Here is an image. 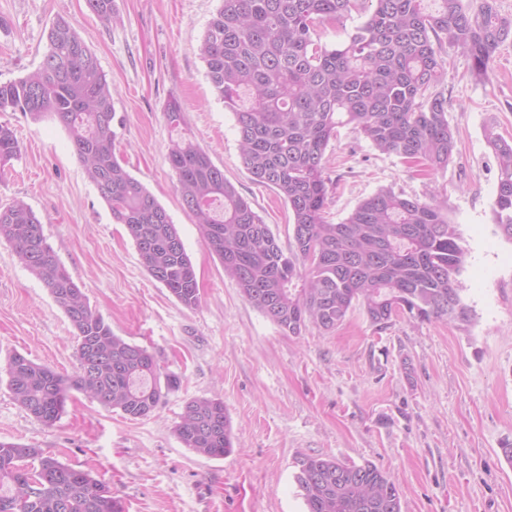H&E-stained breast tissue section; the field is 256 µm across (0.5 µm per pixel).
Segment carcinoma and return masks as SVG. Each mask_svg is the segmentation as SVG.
<instances>
[{"label": "carcinoma", "mask_w": 512, "mask_h": 512, "mask_svg": "<svg viewBox=\"0 0 512 512\" xmlns=\"http://www.w3.org/2000/svg\"><path fill=\"white\" fill-rule=\"evenodd\" d=\"M104 25L119 21L114 0H86ZM373 11L350 40L328 49L317 28L339 21L355 0H220L200 54L239 131L240 156L253 179L276 189L293 215L283 249L269 225L224 177L209 153L188 141L171 145L175 190L199 233L242 295L282 329L311 323L336 329L354 305L384 328L406 314L420 321L467 323L459 276L467 251L445 210L382 188L338 224L324 213L325 154L337 128L350 125L383 153L431 170L448 167L456 149L447 99L434 88L445 75L443 44L461 50L477 77L488 74L512 19L496 0H372ZM0 112L36 120L50 113L68 131L89 180L126 227L140 263L183 306H198L195 268L165 208L116 154L112 88L95 54L57 18L40 67L0 83ZM485 138L496 159L494 223L512 241V140ZM13 130L0 125V171L18 158ZM14 248L75 330L79 362L69 378L20 353L9 357L13 399L45 426L64 412L70 389L130 419L159 405L180 379L161 373L146 348L112 332L52 248L42 222L23 201L0 208V241ZM175 433L207 458L233 452L220 398L188 401ZM306 512H402L397 485L374 463L319 455L296 459ZM0 512H122L110 487L29 444L0 441Z\"/></svg>", "instance_id": "cac0c4a2"}]
</instances>
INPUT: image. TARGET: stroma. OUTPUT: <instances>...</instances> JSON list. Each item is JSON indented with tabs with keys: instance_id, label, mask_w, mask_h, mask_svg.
<instances>
[{
	"instance_id": "35a3bbf8",
	"label": "stroma",
	"mask_w": 512,
	"mask_h": 512,
	"mask_svg": "<svg viewBox=\"0 0 512 512\" xmlns=\"http://www.w3.org/2000/svg\"><path fill=\"white\" fill-rule=\"evenodd\" d=\"M219 0H117L119 22L103 28L85 0H0V82L36 70L52 22L64 17L95 53L112 86L116 152L166 209L195 267L200 303L188 309L142 267L124 225L51 116L0 112L21 147L0 178V206L22 201L43 222L47 243L92 309L116 335L146 347L181 379L148 417L131 420L70 390L48 427L28 415L4 381L13 353L74 376L75 331L47 289L0 242V440L57 454L106 482L124 512H305L294 475L299 455L373 462L402 491L403 512H512V242L494 225L498 169L486 128L512 139V40L488 80L466 55L444 48L439 86L457 147L438 171L380 152L349 126L326 151L325 219L342 222L381 188L439 204L468 251L461 296L469 324L401 315L383 328L354 306L335 331L309 325L294 335L246 300L202 239L175 191L169 147L179 136L206 150L269 224L281 246L293 216L245 169L231 112L218 100L200 55ZM318 29L347 43L370 15ZM185 123L171 127L169 99ZM219 398L231 418L234 452L209 459L174 433L187 401Z\"/></svg>"
}]
</instances>
